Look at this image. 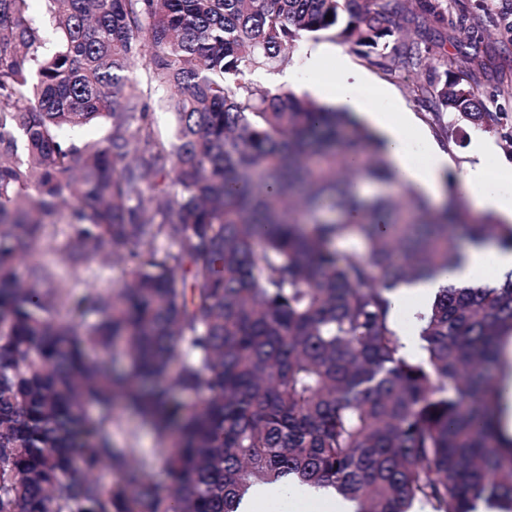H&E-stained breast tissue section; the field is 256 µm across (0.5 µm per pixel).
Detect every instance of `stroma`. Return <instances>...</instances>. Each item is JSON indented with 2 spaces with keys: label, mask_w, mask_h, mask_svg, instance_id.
<instances>
[{
  "label": "stroma",
  "mask_w": 512,
  "mask_h": 512,
  "mask_svg": "<svg viewBox=\"0 0 512 512\" xmlns=\"http://www.w3.org/2000/svg\"><path fill=\"white\" fill-rule=\"evenodd\" d=\"M462 8L466 9L469 23L478 36L477 46L482 64L471 71L470 80L478 86L489 111L495 117L490 129L474 127L456 114L430 111L426 102L414 96L413 86L425 81L430 70L442 61L457 57L461 49L455 25L434 31L422 12L419 0H409L402 30L390 41V48L397 55L413 43L425 47L426 53L419 66L397 71L392 76L385 75L380 69L366 63L358 46L339 41L326 33L320 40L303 39L294 44L290 51L291 63L287 68L293 81L288 89L296 95L311 97L312 85L323 81L324 76L310 69L309 54L316 43L329 44L341 51L345 64L364 74L371 84L387 89L405 111L413 113L417 123L447 153L449 176H457L461 167L469 162L470 145L476 138H492L498 156H506L505 139L512 135V46L494 26L492 13L484 0H448L449 16H456ZM111 250V245H104L102 256L92 259L78 275L68 277L66 283L69 289L80 292L91 286H120L127 279L128 272L122 265L105 261V254ZM112 443L120 448L135 449L137 457L153 467L161 465L160 443L151 427L132 411L119 410L118 418L112 424Z\"/></svg>",
  "instance_id": "stroma-1"
}]
</instances>
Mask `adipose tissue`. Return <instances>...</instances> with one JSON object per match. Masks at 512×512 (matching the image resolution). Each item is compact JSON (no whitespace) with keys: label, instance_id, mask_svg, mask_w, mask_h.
<instances>
[{"label":"adipose tissue","instance_id":"adipose-tissue-1","mask_svg":"<svg viewBox=\"0 0 512 512\" xmlns=\"http://www.w3.org/2000/svg\"><path fill=\"white\" fill-rule=\"evenodd\" d=\"M326 103L355 114L377 132L394 167L404 179L430 201L439 203L445 197L444 173L448 156L433 144L419 128L412 113L401 111L384 89L370 85L364 75L347 65H338L328 84L316 87ZM494 155L492 141L480 139L471 147V160L459 175L466 203L478 212L492 214L499 221L512 223V188L490 168ZM512 278V250L494 244H469L461 252V261L450 275L421 280L405 286L404 294L428 302L448 281L498 285ZM289 512H350L348 503L324 492L296 486L286 491Z\"/></svg>","mask_w":512,"mask_h":512}]
</instances>
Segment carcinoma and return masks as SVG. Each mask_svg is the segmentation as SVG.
<instances>
[{
  "label": "carcinoma",
  "mask_w": 512,
  "mask_h": 512,
  "mask_svg": "<svg viewBox=\"0 0 512 512\" xmlns=\"http://www.w3.org/2000/svg\"><path fill=\"white\" fill-rule=\"evenodd\" d=\"M31 2L0 0V512H235L294 480L354 512H512L495 422L512 280L414 310L419 360L392 304L458 264L455 229L512 249V227L457 190L444 208L411 187L361 198L358 180L400 182L376 132L254 79L327 32L386 71L417 65V46L386 53L403 5L41 0L34 19ZM425 2L446 26L447 0ZM495 26L512 44V0ZM171 86L168 137L151 102ZM417 92L489 125L462 75ZM57 217L70 274L110 242L128 280L73 293L30 261ZM118 406L166 445L164 481L112 445ZM275 490L270 485H257L253 487L248 496L244 498L239 506L241 512H258L259 508L268 502L274 495Z\"/></svg>",
  "instance_id": "obj_1"
}]
</instances>
